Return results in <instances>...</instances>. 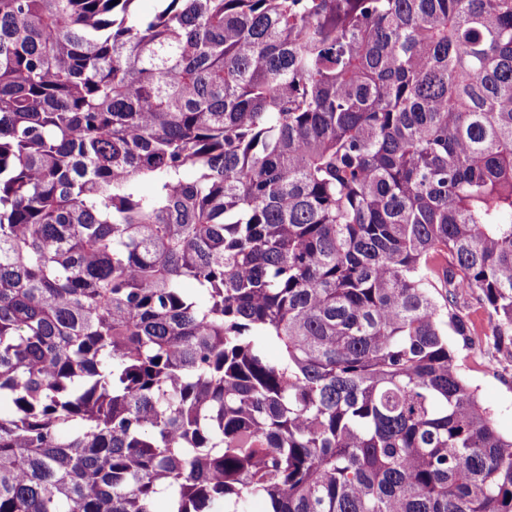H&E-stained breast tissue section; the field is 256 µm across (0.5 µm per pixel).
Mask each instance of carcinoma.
<instances>
[{
	"label": "carcinoma",
	"mask_w": 512,
	"mask_h": 512,
	"mask_svg": "<svg viewBox=\"0 0 512 512\" xmlns=\"http://www.w3.org/2000/svg\"><path fill=\"white\" fill-rule=\"evenodd\" d=\"M136 2L0 0V512H512V0ZM459 310L474 329L479 347L466 348L460 336L448 331V340L456 353L463 376L478 390L482 403L494 413L498 430L512 434V359L493 348L489 312L476 297L468 294L459 302ZM478 348L485 352L480 353Z\"/></svg>",
	"instance_id": "cac0c4a2"
}]
</instances>
